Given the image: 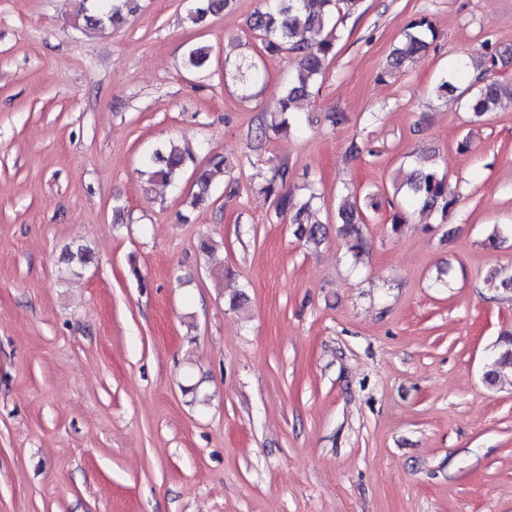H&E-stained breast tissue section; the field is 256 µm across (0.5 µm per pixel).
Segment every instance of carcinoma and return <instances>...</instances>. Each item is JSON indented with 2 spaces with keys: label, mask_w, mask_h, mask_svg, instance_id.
<instances>
[{
  "label": "carcinoma",
  "mask_w": 512,
  "mask_h": 512,
  "mask_svg": "<svg viewBox=\"0 0 512 512\" xmlns=\"http://www.w3.org/2000/svg\"><path fill=\"white\" fill-rule=\"evenodd\" d=\"M93 12L82 14L86 26L109 25L114 29L124 25L127 17L140 10V0H92ZM196 5L188 12V20L200 25L208 16L218 14L231 0H195ZM361 0H262V6L252 15L250 29L259 37L264 51L276 54L286 50L294 54L296 67L281 102L279 119L260 128L256 148H261L269 133L276 135L290 129L300 132L304 129L299 104L311 95V89L318 77L322 76L329 59L336 54L337 27L342 20L359 9ZM435 36L431 21L421 16L415 19L403 35L402 42L391 55L390 65L398 68L412 61L429 48L428 38ZM512 55V48L486 47L480 60L461 62L450 73L441 77L435 91L438 97L460 99L475 120L482 121L494 112L512 107V81L504 82L489 76L497 59ZM210 63V48H191L185 58L190 70H203ZM261 76L256 64L236 67V78L246 86ZM415 169L406 182V187H394V194L412 206L440 212L447 219L456 202L450 191L447 175L428 156H414ZM195 172L198 192L187 198L185 204L191 208L204 205L209 200L212 176L222 173L231 176L232 167L224 157L214 154L204 165L197 163L190 149L170 142L153 151L145 162L144 174L150 182L165 186L177 185L181 175L188 169ZM288 164L282 163L273 170L264 191L273 197L277 216L289 218L297 225L300 237L313 244L320 243L325 236V226L318 218L319 209L314 207L320 198L315 192L300 203L287 190ZM379 206L378 194L350 191L343 198L336 211L339 232L346 240L352 257L359 258L368 249L363 234V215L368 209ZM512 376V332H504L496 341L491 368L485 371L483 380L494 387L503 383L504 375Z\"/></svg>",
  "instance_id": "1"
}]
</instances>
